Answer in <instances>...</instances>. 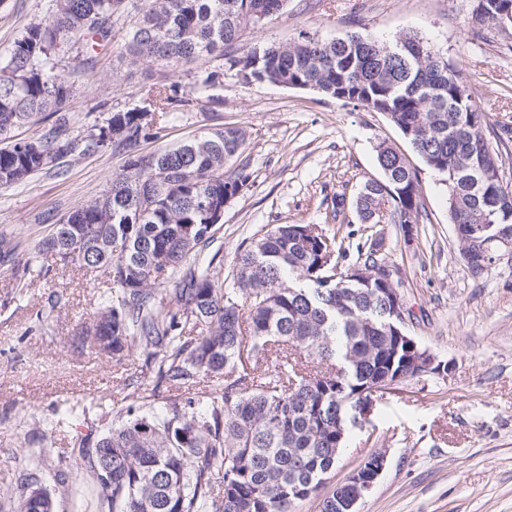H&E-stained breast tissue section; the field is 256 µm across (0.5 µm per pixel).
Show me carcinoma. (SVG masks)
Here are the masks:
<instances>
[{"label":"carcinoma","instance_id":"cac0c4a2","mask_svg":"<svg viewBox=\"0 0 512 512\" xmlns=\"http://www.w3.org/2000/svg\"><path fill=\"white\" fill-rule=\"evenodd\" d=\"M288 0H143L124 50L130 64L175 70L221 57L253 81L299 82L325 97L382 112L445 187L448 219L479 267L476 224L512 233V188L473 96L453 93L448 60L416 35L388 44L368 32L270 44L247 56L233 49ZM125 0H53L52 15L33 19L0 60V186L21 183L68 155L107 146L127 153L102 196L62 217L31 245L64 266L112 268L91 326L76 336L114 357L139 353L143 367L175 385L211 382L159 410L146 396L116 412L100 435L77 434L76 470L87 474L96 512H295L308 489L335 469L350 426L337 413L385 371L406 382L408 341L387 327L388 284L359 280L373 249L356 258L336 228L276 224L238 247L225 281L214 274L223 243L224 198L247 185L246 133L223 127L149 155L138 143L188 106L181 86L152 90L147 111H117L85 135L70 136L74 88L62 75L79 45L105 50ZM512 0H485L479 24L497 25ZM52 120L35 140L16 128ZM382 177L364 182L352 202L360 223L417 224L418 177L388 145L377 150ZM80 405L36 422L38 457L24 458L9 491L11 512H54L57 484L46 452L57 427ZM348 491L323 497L321 512H345Z\"/></svg>","mask_w":512,"mask_h":512}]
</instances>
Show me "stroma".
<instances>
[{"label": "stroma", "instance_id": "1", "mask_svg": "<svg viewBox=\"0 0 512 512\" xmlns=\"http://www.w3.org/2000/svg\"><path fill=\"white\" fill-rule=\"evenodd\" d=\"M473 9L474 0H288L262 26L244 29L237 49L304 34L332 39L365 29L389 42L417 34L470 86L489 131L502 140V175L512 186V26L480 25ZM50 13V0H0V58L31 19ZM123 42L115 36L93 65L65 68L74 88L72 134L145 106L157 82L190 90L223 70L219 58L172 71L148 62L130 66L120 57ZM223 72L211 90L219 104L177 108L158 137L140 145L149 154L215 128L245 130L250 178L224 208L216 265L222 278L238 246L265 225L330 224L336 195L354 197L366 180L380 177L378 143L410 151L384 113ZM125 161L123 152L107 147L0 187V238L19 244L14 264H0V512H9L6 493L29 449L19 417L44 418L62 404L82 403L84 415L56 431L49 452L53 469L70 472L73 433L110 423L132 391L152 396L161 409L182 394L143 370V356L112 359L76 344L102 299L104 278L62 268L31 249L63 215L102 195ZM410 163L426 214L409 234L380 225L382 250L411 311L407 334L451 369L378 397L369 424L349 432L331 481L343 482L369 453L382 450L386 467L357 512H512V261L472 276L448 222L445 189L418 158ZM24 265L37 275L23 286L15 269Z\"/></svg>", "mask_w": 512, "mask_h": 512}]
</instances>
